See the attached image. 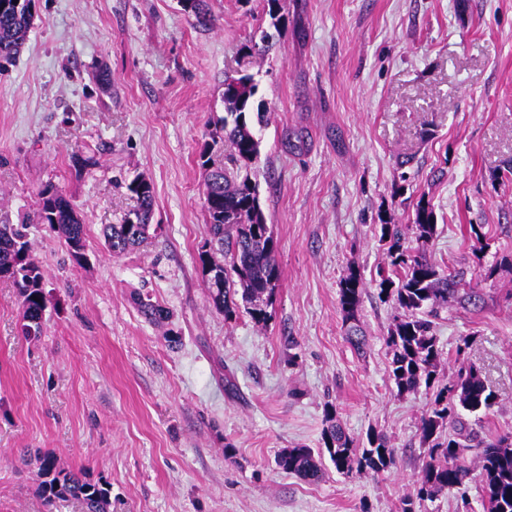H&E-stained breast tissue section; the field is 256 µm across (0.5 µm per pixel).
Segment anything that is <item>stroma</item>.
Returning <instances> with one entry per match:
<instances>
[{
    "label": "stroma",
    "mask_w": 512,
    "mask_h": 512,
    "mask_svg": "<svg viewBox=\"0 0 512 512\" xmlns=\"http://www.w3.org/2000/svg\"><path fill=\"white\" fill-rule=\"evenodd\" d=\"M207 3L215 24L202 31L178 0H35L22 51L0 62V224L53 184L79 212L87 256L29 226L50 298L36 339L0 278V512H82L40 495L47 456L106 482L110 512H401L432 395L398 394L389 373L378 222L408 223L421 199L437 218L434 260L467 268L484 297L442 312L439 376L462 357L479 364L497 402L476 430L512 431V178L498 175L512 159V0H288L262 56L243 47L269 26L263 0ZM102 68L111 88L94 79ZM238 70L271 112L255 173L281 279L263 325L214 308L199 259L198 153ZM137 177L153 186L156 229L115 258L102 231L135 208ZM352 266L362 355L339 305ZM140 293L171 326L140 314ZM329 405L356 439L386 434L395 466L348 477L327 460L316 483L279 470L282 449L321 450Z\"/></svg>",
    "instance_id": "obj_1"
}]
</instances>
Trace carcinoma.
Returning a JSON list of instances; mask_svg holds the SVG:
<instances>
[{
  "mask_svg": "<svg viewBox=\"0 0 512 512\" xmlns=\"http://www.w3.org/2000/svg\"><path fill=\"white\" fill-rule=\"evenodd\" d=\"M264 0L266 14L276 28L285 24L286 13L279 2ZM32 0H0V58L18 55L25 44L33 19ZM182 10L194 16L196 27L208 30L214 18L207 0H189ZM258 84L251 74L224 79V116L219 132L202 144L201 166L206 168L203 199L208 237L200 260L204 273L223 274L222 287L207 280L215 309L229 319L238 304L256 323L268 319L280 271L275 258V241L266 224L259 188L252 178V165L260 155L259 128L268 124L263 104L255 103ZM225 146L224 162L213 160L214 148ZM128 190L137 205L122 224L105 227V245L120 257L143 243L151 227L154 191L145 179H134ZM135 223H130V218ZM30 224H45L57 232L69 256L81 262L85 250L84 224L71 199L49 184L39 193L37 209L21 224H0V276L12 281L22 304V333L39 336L48 308L46 278L31 255L27 240ZM436 233L432 207L420 199L414 210L410 231L402 225L381 220L380 236L385 265L378 271V296L391 301L399 316L388 330L391 376L400 394L421 387L433 390L430 407L420 418V441L427 448L426 459L416 480L415 497L402 500L401 512H414V500H433L451 489L471 482L480 484L484 512H512V432L481 438L463 420L461 412L477 416L496 403L495 392L484 382L481 367L462 362L445 384L440 383L442 352L434 332V319L454 298L462 307H480L483 297L466 287L465 272L442 268L431 259ZM361 277L354 268L340 281V306L349 323L348 339L357 351L367 346L366 336L356 324L361 301ZM142 316L152 323L170 319V311L148 295H138ZM324 448L337 472L350 476L362 472L382 474L395 464V448L383 433L372 432L359 442L341 424L337 412L327 407L322 432ZM277 467L309 482L321 478V463L312 449L295 446L283 449ZM41 495L46 501L72 498L84 512H109L110 492L100 482L60 465L47 456L42 463Z\"/></svg>",
  "mask_w": 512,
  "mask_h": 512,
  "instance_id": "carcinoma-1",
  "label": "carcinoma"
}]
</instances>
